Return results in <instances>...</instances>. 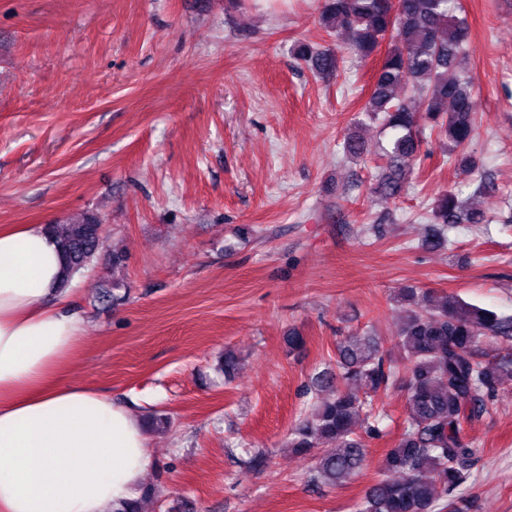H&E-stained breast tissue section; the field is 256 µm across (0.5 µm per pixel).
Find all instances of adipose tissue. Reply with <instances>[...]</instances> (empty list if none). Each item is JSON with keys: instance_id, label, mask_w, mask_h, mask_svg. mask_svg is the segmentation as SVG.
<instances>
[{"instance_id": "obj_1", "label": "adipose tissue", "mask_w": 512, "mask_h": 512, "mask_svg": "<svg viewBox=\"0 0 512 512\" xmlns=\"http://www.w3.org/2000/svg\"><path fill=\"white\" fill-rule=\"evenodd\" d=\"M44 225L0 227V512H116L152 466L140 418L62 378L80 344Z\"/></svg>"}]
</instances>
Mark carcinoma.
Masks as SVG:
<instances>
[{"label": "carcinoma", "instance_id": "obj_1", "mask_svg": "<svg viewBox=\"0 0 512 512\" xmlns=\"http://www.w3.org/2000/svg\"><path fill=\"white\" fill-rule=\"evenodd\" d=\"M453 0H324L320 23L327 32H345L349 48L360 59L371 57L389 40L374 75L363 111L382 115L394 132L391 148L376 157L382 175L378 190L394 195L402 173L421 146L419 113L408 95L426 104L431 131L448 148L454 168L472 173L476 163L465 145L477 128L478 106L464 70L463 43L468 26L454 14ZM318 74L338 70V58L308 44L295 49ZM344 153L362 158L365 142L345 137ZM434 224H484L485 216L468 208L451 190L431 208ZM101 220L94 213L49 225L65 259L62 286L88 266L104 248ZM404 315L384 352L370 336H351L336 352L343 386L313 404L291 430L289 446L314 455L310 480L336 487L350 480L367 461L366 439L377 436L385 414L374 402L377 393L408 373L407 406L397 445L384 461L392 478L366 492L358 512H463L448 502L472 466L476 449L467 441L465 424L482 417L499 385L512 377V362L486 361L474 354L489 337L512 348V321L471 304L456 294L434 295L406 288Z\"/></svg>", "mask_w": 512, "mask_h": 512}]
</instances>
